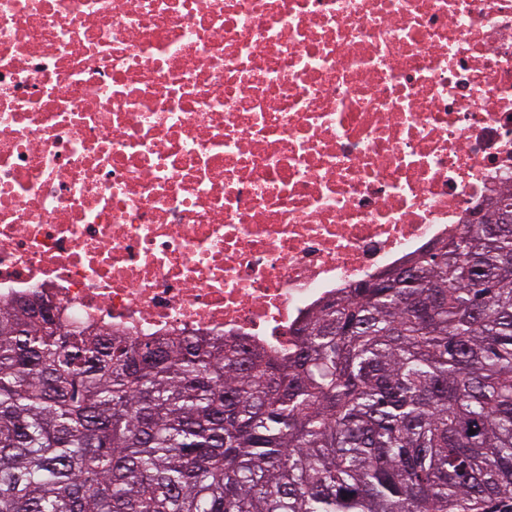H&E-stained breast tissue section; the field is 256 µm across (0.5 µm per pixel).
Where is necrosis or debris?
I'll use <instances>...</instances> for the list:
<instances>
[{
    "label": "necrosis or debris",
    "mask_w": 512,
    "mask_h": 512,
    "mask_svg": "<svg viewBox=\"0 0 512 512\" xmlns=\"http://www.w3.org/2000/svg\"><path fill=\"white\" fill-rule=\"evenodd\" d=\"M512 186V0H0V305L269 351Z\"/></svg>",
    "instance_id": "1"
}]
</instances>
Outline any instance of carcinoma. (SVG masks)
<instances>
[{
  "label": "carcinoma",
  "instance_id": "carcinoma-1",
  "mask_svg": "<svg viewBox=\"0 0 512 512\" xmlns=\"http://www.w3.org/2000/svg\"><path fill=\"white\" fill-rule=\"evenodd\" d=\"M487 214L309 313L283 356L0 308V512L507 506L512 188Z\"/></svg>",
  "mask_w": 512,
  "mask_h": 512
}]
</instances>
